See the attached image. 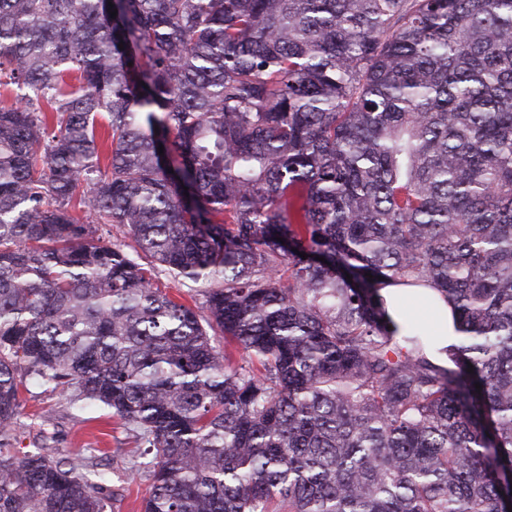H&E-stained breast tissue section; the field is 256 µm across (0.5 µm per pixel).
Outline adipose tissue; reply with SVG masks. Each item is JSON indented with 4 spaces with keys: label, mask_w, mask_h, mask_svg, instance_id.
Returning a JSON list of instances; mask_svg holds the SVG:
<instances>
[{
    "label": "adipose tissue",
    "mask_w": 512,
    "mask_h": 512,
    "mask_svg": "<svg viewBox=\"0 0 512 512\" xmlns=\"http://www.w3.org/2000/svg\"><path fill=\"white\" fill-rule=\"evenodd\" d=\"M385 319L388 323L402 324L409 317H417L433 338L429 350L431 359L447 363L446 349L452 343L455 331L453 307L430 287H408L388 284L380 288Z\"/></svg>",
    "instance_id": "adipose-tissue-1"
}]
</instances>
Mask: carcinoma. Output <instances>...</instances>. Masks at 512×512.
<instances>
[{
	"mask_svg": "<svg viewBox=\"0 0 512 512\" xmlns=\"http://www.w3.org/2000/svg\"><path fill=\"white\" fill-rule=\"evenodd\" d=\"M2 86L0 512L110 499L14 453L34 384L127 426L143 512H508L512 0H0ZM158 277L159 286H161V288H167L166 290L170 295L187 304L198 306L201 313L206 315V311L202 309L205 302V292L208 288L214 287L213 283H194L184 280H175L164 272H159ZM380 298L383 299L384 319L389 326L404 324L411 314L409 307L402 300L410 297L417 301L413 314L421 320L424 327L433 336L429 350L430 358L439 364H448V352L444 350L453 342L455 331L453 306L437 291L426 287H408L388 284L379 288Z\"/></svg>",
	"mask_w": 512,
	"mask_h": 512,
	"instance_id": "1",
	"label": "carcinoma"
}]
</instances>
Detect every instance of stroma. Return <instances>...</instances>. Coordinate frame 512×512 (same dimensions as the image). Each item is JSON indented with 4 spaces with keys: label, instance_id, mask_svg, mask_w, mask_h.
<instances>
[{
    "label": "stroma",
    "instance_id": "1",
    "mask_svg": "<svg viewBox=\"0 0 512 512\" xmlns=\"http://www.w3.org/2000/svg\"><path fill=\"white\" fill-rule=\"evenodd\" d=\"M70 398L67 389L32 387L22 409V446H29L33 436L40 434L50 454L58 452L72 458L87 448L108 450L105 470L111 489L121 501L118 512H142L151 482L143 476L132 478L127 471L131 459L138 456L131 433L113 417L111 410L98 405L81 408L73 405Z\"/></svg>",
    "mask_w": 512,
    "mask_h": 512
}]
</instances>
